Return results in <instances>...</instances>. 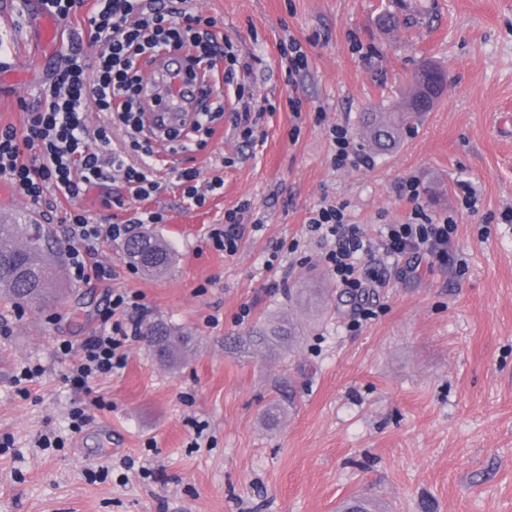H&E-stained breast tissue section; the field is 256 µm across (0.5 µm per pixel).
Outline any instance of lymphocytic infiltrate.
<instances>
[{
    "instance_id": "obj_1",
    "label": "lymphocytic infiltrate",
    "mask_w": 512,
    "mask_h": 512,
    "mask_svg": "<svg viewBox=\"0 0 512 512\" xmlns=\"http://www.w3.org/2000/svg\"><path fill=\"white\" fill-rule=\"evenodd\" d=\"M88 1L93 7L82 36L70 38L41 87L36 106L28 112L24 128L0 127V178L18 195L35 203L49 194L73 201L100 185L112 171L120 174L123 187L122 193L113 196V206L137 203L134 220L121 224L93 221L81 210L67 212L66 232L73 243L69 269L80 281L112 276L111 267L93 259L99 242L125 238L138 224L165 221L162 209L147 206L163 186L151 162L153 139L138 113L143 60L161 50L182 51L210 77L227 84L233 81L234 72L224 63L237 59L233 43L217 31L213 18L194 11L191 0H39V8L69 23ZM88 44L98 46L96 56L86 55ZM205 96L208 105L197 113L191 127L167 135L170 152L193 151L194 132L214 134L213 123L223 114L226 101L211 89ZM93 110L118 116L139 163H130L116 152H103L109 133L103 127L89 128L87 114ZM345 209L342 203L320 206L309 217L308 230L326 248L324 266L348 293L357 295L383 286L376 268L381 258L395 260L413 254L440 265L447 263L456 231L451 218L387 224L374 239L359 225L347 222ZM138 307L136 295L113 293L107 311L112 324L84 340L80 358L71 369L73 384L86 385L123 365V346L129 337L120 318Z\"/></svg>"
}]
</instances>
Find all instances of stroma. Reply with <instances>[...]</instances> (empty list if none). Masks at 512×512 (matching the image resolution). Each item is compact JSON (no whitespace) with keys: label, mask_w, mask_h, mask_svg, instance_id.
I'll return each instance as SVG.
<instances>
[{"label":"stroma","mask_w":512,"mask_h":512,"mask_svg":"<svg viewBox=\"0 0 512 512\" xmlns=\"http://www.w3.org/2000/svg\"><path fill=\"white\" fill-rule=\"evenodd\" d=\"M425 2L422 20L386 28L395 0H194L249 62L246 93L273 110L256 146L228 112L183 155L224 187L201 208L172 185L159 195L168 219L149 230L176 254L163 277L129 273L119 240L98 246L110 279L70 273L66 209L125 221L132 210L102 205L119 182L51 213L0 179V221L40 225L68 289L43 311L0 300V512H337L352 497L387 512H512V0ZM40 16L0 0L2 126L23 128L19 103L37 100L57 58ZM289 39L307 57L294 77ZM425 61L448 72L440 99L395 151L372 152L365 113L395 111ZM337 125L359 163L334 167ZM325 200L372 236L418 204L452 217V260L399 258L361 303L377 318L355 327L361 305L307 231ZM236 208L246 230L229 255L209 234ZM115 291L141 294L134 322L165 319L194 347L171 367L132 339L121 369L75 387L69 369ZM275 313L299 342L236 356L232 339Z\"/></svg>","instance_id":"stroma-1"}]
</instances>
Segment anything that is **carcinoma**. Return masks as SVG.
<instances>
[{"mask_svg": "<svg viewBox=\"0 0 512 512\" xmlns=\"http://www.w3.org/2000/svg\"><path fill=\"white\" fill-rule=\"evenodd\" d=\"M445 84L421 75L414 77L409 100L404 109L390 117L369 112L365 119L368 141L378 150L396 146L414 123L431 111ZM42 229L30 224H0V288L4 298L17 305L38 308L49 306L57 299L58 261L43 249ZM124 256L142 271L159 275L175 259L174 251L161 237L147 231L137 232L125 239ZM152 351L164 363L177 364L191 350L195 336L165 320H154ZM299 339L292 319L268 320L252 334L238 340V353L248 356L258 348L279 352Z\"/></svg>", "mask_w": 512, "mask_h": 512, "instance_id": "carcinoma-1", "label": "carcinoma"}]
</instances>
